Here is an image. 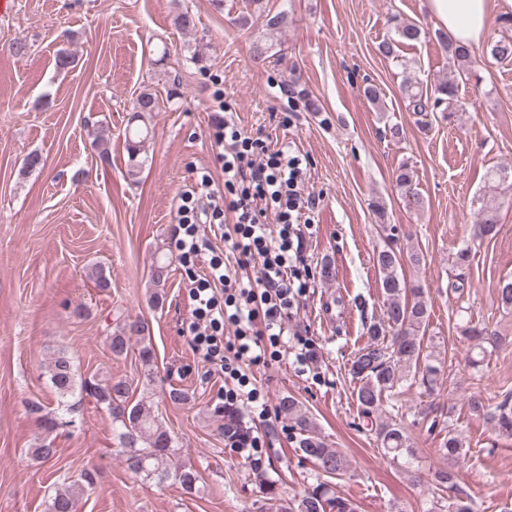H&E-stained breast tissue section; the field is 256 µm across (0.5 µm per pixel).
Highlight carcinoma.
Here are the masks:
<instances>
[{"mask_svg": "<svg viewBox=\"0 0 512 512\" xmlns=\"http://www.w3.org/2000/svg\"><path fill=\"white\" fill-rule=\"evenodd\" d=\"M420 35L421 30L414 24L399 25L395 29V37L383 41L379 50L384 56L391 57L399 45L417 41ZM490 55L499 61H511L512 39L504 38L491 44ZM454 97V84L444 82L435 85L431 96L417 92L409 99L412 112L422 115L443 104L451 107ZM157 110L156 95L143 92L133 103L132 120L142 121L145 115ZM147 135L148 130L139 126L129 129L126 135L129 161L135 169L142 165L138 157L144 149ZM395 182L407 206H421L422 198L414 185L408 164L399 167ZM476 224L480 236L495 234L499 224L497 209L487 205L481 207L476 214ZM376 263L382 275L384 312L382 318L369 325V340L355 354L351 374L359 380L357 402L360 412L370 420V430L384 455L394 462L401 459L408 461L415 457L410 436L401 423L383 413V403L396 407L401 393L414 386L431 390L439 367L433 363L431 355L424 354V337L430 312L423 299V289L409 286L404 276L400 275L401 258L393 249L379 251ZM146 333L148 324L145 321L130 318L109 337V348L113 356L121 357L128 353L131 340L137 339L139 358L145 366L146 379L151 382L154 351ZM422 359L425 360L423 365L420 364ZM48 374L58 397V405H66L68 398L80 390L107 409L112 415V426L119 443L127 450L129 468L148 480L171 479L188 492L195 489L197 472L186 464L173 463L177 442L159 420L153 400L143 396L132 400V384L125 379L110 378L100 382L77 379L71 361L63 353L53 357ZM511 399L512 395L508 393L500 402L486 405L475 397L472 408L486 413L499 431L512 434ZM278 412L294 422L299 434L298 448L313 463L316 475L339 478L346 474L348 463L345 456L321 437L314 421L298 400L291 396L281 398ZM439 451L452 462L463 454V442L450 430L443 438ZM93 484V472L84 471L55 492L48 501L46 512H76L78 501ZM262 486L267 499L278 502L276 512H357L352 501L336 495L325 482L311 485L300 499L290 502L280 501L274 483L264 482ZM447 491H458L457 476L451 469L435 473L432 498L439 503Z\"/></svg>", "mask_w": 512, "mask_h": 512, "instance_id": "carcinoma-1", "label": "carcinoma"}]
</instances>
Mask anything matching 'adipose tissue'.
Segmentation results:
<instances>
[{"label": "adipose tissue", "instance_id": "ef3b65f1", "mask_svg": "<svg viewBox=\"0 0 512 512\" xmlns=\"http://www.w3.org/2000/svg\"><path fill=\"white\" fill-rule=\"evenodd\" d=\"M426 6L454 42L472 49L484 41L492 10L511 9L512 0H426Z\"/></svg>", "mask_w": 512, "mask_h": 512}]
</instances>
